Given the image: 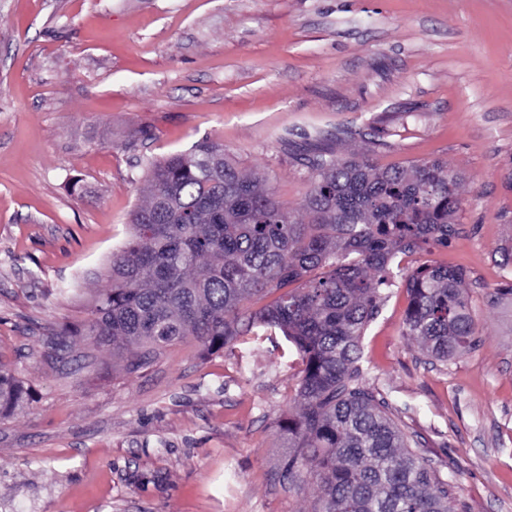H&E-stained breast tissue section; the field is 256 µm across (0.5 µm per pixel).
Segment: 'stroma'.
Listing matches in <instances>:
<instances>
[{
	"instance_id": "obj_1",
	"label": "stroma",
	"mask_w": 512,
	"mask_h": 512,
	"mask_svg": "<svg viewBox=\"0 0 512 512\" xmlns=\"http://www.w3.org/2000/svg\"><path fill=\"white\" fill-rule=\"evenodd\" d=\"M305 135L463 173L461 234L402 265L466 271L478 347L423 355L397 286L360 367L450 512H512V0H0V368L30 390L0 416V512H313L318 479L280 474L302 370L283 336L133 371L50 349L108 288L149 161L223 144L296 213Z\"/></svg>"
}]
</instances>
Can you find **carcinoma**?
Wrapping results in <instances>:
<instances>
[{
	"label": "carcinoma",
	"mask_w": 512,
	"mask_h": 512,
	"mask_svg": "<svg viewBox=\"0 0 512 512\" xmlns=\"http://www.w3.org/2000/svg\"><path fill=\"white\" fill-rule=\"evenodd\" d=\"M300 155L312 170L305 223L275 199L265 173L240 172L218 143L151 162L148 200L131 213V236L108 266L111 288L93 299L87 320L55 330L52 349L83 337L112 347L130 370L187 338L209 354L279 331L303 363L300 411L281 426L291 448L282 478L317 463L314 512H448V483L364 387L359 362L362 336L399 283L410 296L404 335L425 356L446 362L478 346L464 271L395 265L458 233L464 177L441 160L380 169L310 141ZM27 396L1 369L0 415Z\"/></svg>",
	"instance_id": "carcinoma-1"
}]
</instances>
